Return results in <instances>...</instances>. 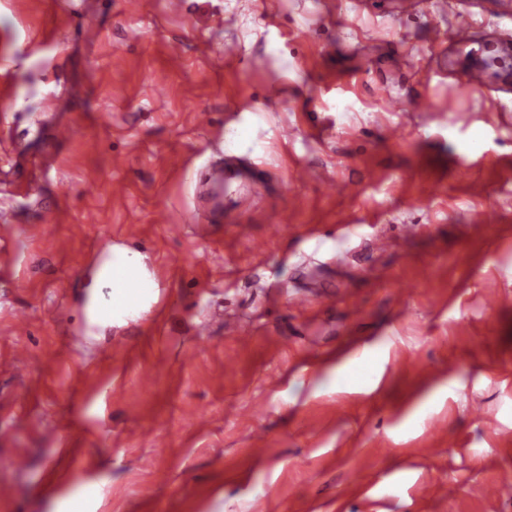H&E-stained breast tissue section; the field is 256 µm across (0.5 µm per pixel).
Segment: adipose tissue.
Returning a JSON list of instances; mask_svg holds the SVG:
<instances>
[{
  "label": "adipose tissue",
  "mask_w": 512,
  "mask_h": 512,
  "mask_svg": "<svg viewBox=\"0 0 512 512\" xmlns=\"http://www.w3.org/2000/svg\"><path fill=\"white\" fill-rule=\"evenodd\" d=\"M148 279L149 273L138 255L121 248L113 249L110 265L101 266L95 274L97 284L111 285L112 315L123 320L144 312L150 296Z\"/></svg>",
  "instance_id": "1"
}]
</instances>
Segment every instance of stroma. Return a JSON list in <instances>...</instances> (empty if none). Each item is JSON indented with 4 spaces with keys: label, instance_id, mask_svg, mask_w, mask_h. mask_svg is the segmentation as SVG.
I'll return each mask as SVG.
<instances>
[{
    "label": "stroma",
    "instance_id": "1",
    "mask_svg": "<svg viewBox=\"0 0 512 512\" xmlns=\"http://www.w3.org/2000/svg\"><path fill=\"white\" fill-rule=\"evenodd\" d=\"M461 2L470 50L432 0H0V512H512V69L459 83L512 0ZM107 234L156 301L94 333Z\"/></svg>",
    "mask_w": 512,
    "mask_h": 512
}]
</instances>
